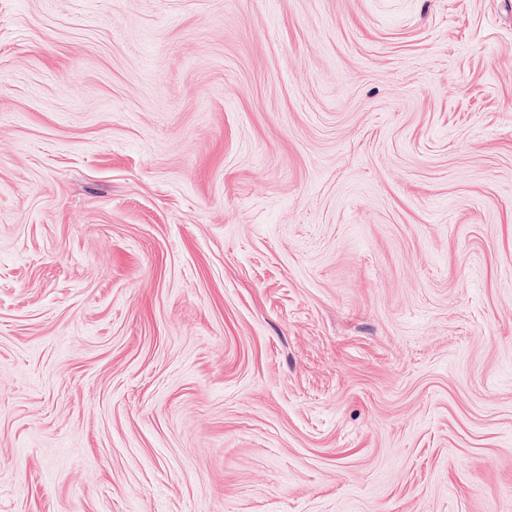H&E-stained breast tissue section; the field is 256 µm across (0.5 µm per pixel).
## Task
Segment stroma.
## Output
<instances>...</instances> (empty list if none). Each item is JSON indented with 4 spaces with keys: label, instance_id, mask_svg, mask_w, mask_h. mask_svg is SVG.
Returning a JSON list of instances; mask_svg holds the SVG:
<instances>
[{
    "label": "stroma",
    "instance_id": "35a3bbf8",
    "mask_svg": "<svg viewBox=\"0 0 512 512\" xmlns=\"http://www.w3.org/2000/svg\"><path fill=\"white\" fill-rule=\"evenodd\" d=\"M0 512H512V0H0Z\"/></svg>",
    "mask_w": 512,
    "mask_h": 512
}]
</instances>
